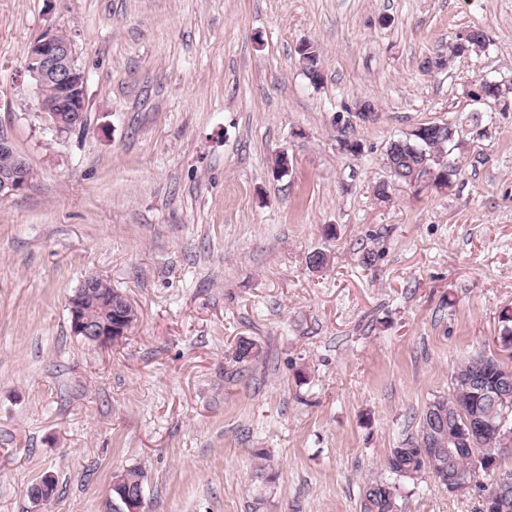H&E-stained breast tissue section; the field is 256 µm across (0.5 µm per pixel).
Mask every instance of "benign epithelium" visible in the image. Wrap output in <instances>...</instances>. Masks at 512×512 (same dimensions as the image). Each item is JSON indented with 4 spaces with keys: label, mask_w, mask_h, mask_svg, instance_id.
Here are the masks:
<instances>
[{
    "label": "benign epithelium",
    "mask_w": 512,
    "mask_h": 512,
    "mask_svg": "<svg viewBox=\"0 0 512 512\" xmlns=\"http://www.w3.org/2000/svg\"><path fill=\"white\" fill-rule=\"evenodd\" d=\"M25 70L38 91L49 90L40 96V109L49 128L58 133L72 132L86 125V74L75 61L72 41L58 37V30L48 29L28 47ZM12 156V166L0 173V196L24 190L28 183L29 163L17 152L11 141L0 139V153ZM104 279L89 276L83 281L84 296L71 299V331L84 341L99 345L112 344L126 335L112 318L101 320L91 306L100 295ZM494 498L486 500L491 508L507 507L512 497V481L502 476L493 491ZM127 512H144V498L134 488L123 496Z\"/></svg>",
    "instance_id": "benign-epithelium-1"
}]
</instances>
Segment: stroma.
<instances>
[{
    "mask_svg": "<svg viewBox=\"0 0 512 512\" xmlns=\"http://www.w3.org/2000/svg\"><path fill=\"white\" fill-rule=\"evenodd\" d=\"M474 26L485 50L424 68ZM55 28L87 76L81 131L45 124L24 71ZM481 78L512 103V0H0V136L34 172L0 198V512H107L130 468L145 512H250L256 448L279 471L265 512H359L459 364L512 356V111L471 101ZM475 110L451 187L375 200L389 141ZM90 275L137 313L108 346L71 332ZM478 500L427 481L399 505ZM301 69L311 84L321 81V52L317 45L313 43H304L298 50ZM118 480L127 481L129 484L137 485L142 487V491L144 492V474L140 469L133 468L126 470L114 477V482L112 485V511L113 512H123L119 509V505H121L122 498V490L126 487V484L123 488H117L114 486L115 482Z\"/></svg>",
    "mask_w": 512,
    "mask_h": 512,
    "instance_id": "1",
    "label": "stroma"
}]
</instances>
